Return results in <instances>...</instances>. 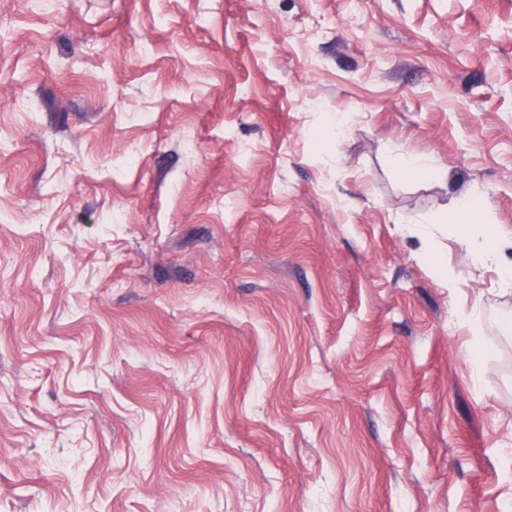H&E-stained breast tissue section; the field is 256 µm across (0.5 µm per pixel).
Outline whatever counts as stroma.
Returning a JSON list of instances; mask_svg holds the SVG:
<instances>
[{"label": "stroma", "mask_w": 512, "mask_h": 512, "mask_svg": "<svg viewBox=\"0 0 512 512\" xmlns=\"http://www.w3.org/2000/svg\"><path fill=\"white\" fill-rule=\"evenodd\" d=\"M470 195L512 0H0V512H512ZM393 164L403 176L415 180H443L447 175V168L430 156H396Z\"/></svg>", "instance_id": "obj_1"}]
</instances>
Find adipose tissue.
<instances>
[{"label":"adipose tissue","mask_w":512,"mask_h":512,"mask_svg":"<svg viewBox=\"0 0 512 512\" xmlns=\"http://www.w3.org/2000/svg\"><path fill=\"white\" fill-rule=\"evenodd\" d=\"M455 217L452 233L458 244L480 265L496 267L502 283L512 288V264L504 260L507 249L512 248V235L501 225L483 220L480 205L473 197L457 202Z\"/></svg>","instance_id":"1"}]
</instances>
